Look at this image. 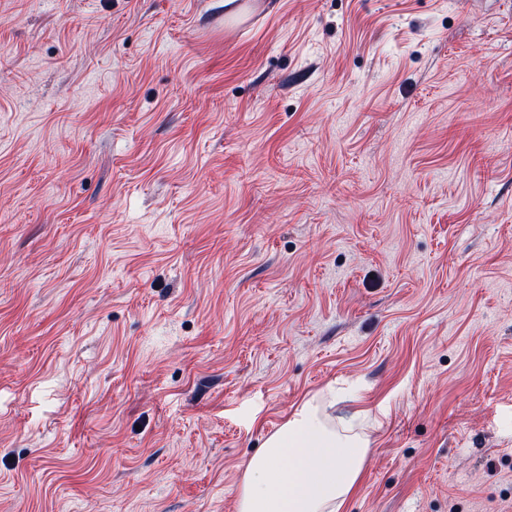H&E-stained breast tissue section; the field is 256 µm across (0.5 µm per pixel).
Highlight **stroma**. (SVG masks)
Here are the masks:
<instances>
[{"label":"stroma","instance_id":"obj_1","mask_svg":"<svg viewBox=\"0 0 512 512\" xmlns=\"http://www.w3.org/2000/svg\"><path fill=\"white\" fill-rule=\"evenodd\" d=\"M330 389L343 512H512V0H0V512H237Z\"/></svg>","mask_w":512,"mask_h":512}]
</instances>
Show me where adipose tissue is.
<instances>
[{
  "label": "adipose tissue",
  "mask_w": 512,
  "mask_h": 512,
  "mask_svg": "<svg viewBox=\"0 0 512 512\" xmlns=\"http://www.w3.org/2000/svg\"><path fill=\"white\" fill-rule=\"evenodd\" d=\"M313 397L247 462L238 512H342L370 449L361 412Z\"/></svg>",
  "instance_id": "1"
}]
</instances>
